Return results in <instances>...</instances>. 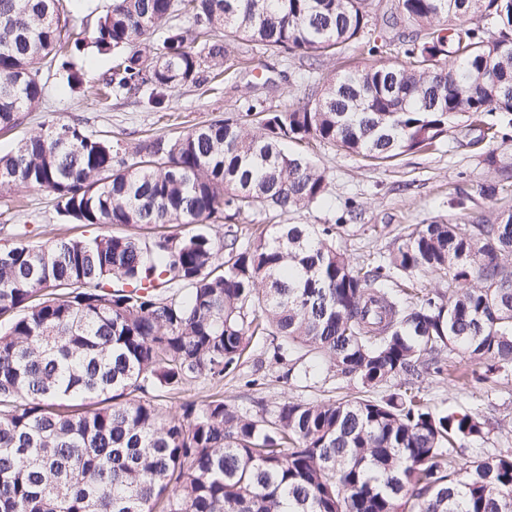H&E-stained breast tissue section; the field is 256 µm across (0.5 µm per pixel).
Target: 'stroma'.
I'll return each mask as SVG.
<instances>
[{"mask_svg":"<svg viewBox=\"0 0 512 512\" xmlns=\"http://www.w3.org/2000/svg\"><path fill=\"white\" fill-rule=\"evenodd\" d=\"M395 6L396 0H369L368 5L372 17L369 38L382 45V58L387 62L400 56L414 34L407 23L394 28L385 25L386 15ZM229 56L250 60V69L226 79L218 94L195 87L175 88L166 112L152 111L141 95L115 97L104 107L93 96L65 91L57 79L46 78L40 108L20 113L13 130L0 131V152L13 149L19 139L44 122L74 119L82 121L89 132L112 137L131 149L156 133L176 134L215 118L238 117L256 99L267 111L287 110L301 102L319 79L370 61L360 42L350 44L337 58L320 59L310 73L302 70L298 58L246 40L231 44ZM507 134V140L488 142L479 128L467 132L452 128L435 149L405 153L379 166L334 145L312 143L308 153L327 172L329 194L322 205L292 213L287 221L332 224L346 218L343 244L353 262L359 263L369 253L387 249L394 235L409 225L433 221L470 224L491 212L512 210V190L494 200L480 194L481 186L494 176L483 162L488 149H496L501 164L512 166V128ZM460 192L471 197L463 209L453 203ZM350 210L355 213L351 219L346 216ZM99 232L96 226L65 223L43 191L20 187L0 192V246L20 237L30 245L43 246L60 237L89 239ZM248 379L257 380V387L245 388ZM422 387L434 408L477 411L488 419L486 440L469 444L468 456L512 449V369L466 390L433 379L423 381ZM218 390L229 403L247 408L259 399L272 409L287 398L307 403L336 400L352 393L354 386L322 364L316 365L313 377L297 371L287 377L281 367L250 360L238 376L226 377Z\"/></svg>","mask_w":512,"mask_h":512,"instance_id":"1","label":"stroma"}]
</instances>
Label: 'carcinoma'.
I'll return each mask as SVG.
<instances>
[{
  "instance_id": "obj_1",
  "label": "carcinoma",
  "mask_w": 512,
  "mask_h": 512,
  "mask_svg": "<svg viewBox=\"0 0 512 512\" xmlns=\"http://www.w3.org/2000/svg\"><path fill=\"white\" fill-rule=\"evenodd\" d=\"M178 16L191 27L170 24ZM401 21L416 28L405 60L336 74L283 112L251 105L256 127L215 119L129 155L51 123L0 154L1 191L37 188L78 224L153 227L147 240L0 247V512H512V451L458 463L487 419L436 411L421 388L436 377L466 389L512 365V212L417 224L366 265L336 245L340 224L247 236L234 223L326 200L325 171L288 141L382 164L463 115H512V0H397L387 23ZM70 23L63 0H0V130L38 106L45 68L81 91L91 53L113 57L112 93L165 112L173 89L212 83L241 36L301 60L337 56L370 15L368 0H112L89 40ZM483 162L491 200L512 168L493 151ZM219 223L217 240L207 226ZM421 273L448 290L393 289ZM254 339L276 365L302 347L360 390L271 411L218 393L163 408L171 391L235 373Z\"/></svg>"
}]
</instances>
